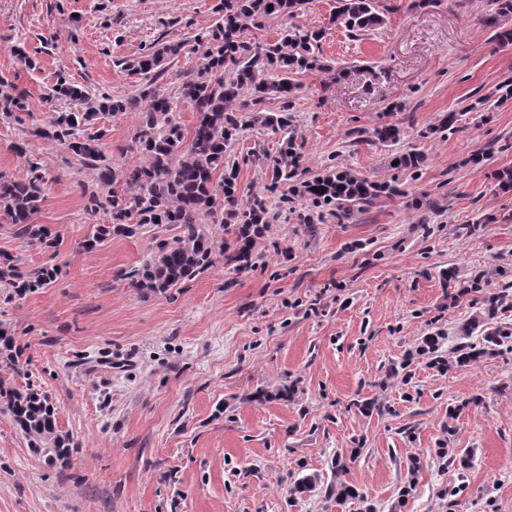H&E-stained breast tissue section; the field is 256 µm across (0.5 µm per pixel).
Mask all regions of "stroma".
Here are the masks:
<instances>
[{"mask_svg": "<svg viewBox=\"0 0 512 512\" xmlns=\"http://www.w3.org/2000/svg\"><path fill=\"white\" fill-rule=\"evenodd\" d=\"M382 0V29L329 26L336 0H311L300 24L325 29L326 70L296 74L292 102L307 165L398 185L364 211L305 224L288 210L257 239L244 270L223 254L166 293L132 288L155 235L84 249L111 221L90 210L97 170L34 136L71 101L58 80L121 100L99 115L103 163L138 160L133 136L145 81L122 71L155 43L211 27L216 0H0V79L24 100L0 119V175L23 179L25 155L46 174L32 221L57 248L28 244L0 219V257L28 272L59 265L52 284L15 295L0 283V330L27 361H0V385L48 395L68 460L48 464L0 412V512H512V307L477 322L481 297L451 302L454 279L486 270L512 283V45L490 39L492 0ZM34 54L27 68L15 46ZM456 113L448 139L424 138ZM393 122L397 146L359 141ZM416 146L419 171L396 170ZM494 148L484 166L470 154ZM481 352L440 374L405 365L418 339ZM448 440V458L434 450ZM356 490L343 500L341 489Z\"/></svg>", "mask_w": 512, "mask_h": 512, "instance_id": "1", "label": "stroma"}]
</instances>
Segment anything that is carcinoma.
Returning <instances> with one entry per match:
<instances>
[{
    "label": "carcinoma",
    "instance_id": "obj_1",
    "mask_svg": "<svg viewBox=\"0 0 512 512\" xmlns=\"http://www.w3.org/2000/svg\"><path fill=\"white\" fill-rule=\"evenodd\" d=\"M307 4L308 0H219L216 22L193 41L164 42L127 63V70L152 84L169 61L187 54H199L204 60L192 78L181 84L177 97L152 89L134 134L142 162L100 172L99 182L107 195L89 197L94 211L106 203L112 207V223L99 225L84 241L85 249L110 235L130 238L161 228L177 230L172 240L157 242L142 265L127 274L131 287L165 293L208 268L217 251L237 270L252 266L256 238L297 199L306 203V213L299 219L312 224L325 211L344 218L354 208L371 205L384 195L402 194L396 185L371 182L350 169L329 166L313 173L306 165L291 112L300 90L294 75L327 69L320 57L325 31L295 22ZM273 18L284 22L280 38L265 42L247 38V33L262 29ZM329 23L354 34L374 30L384 23L381 0H336ZM11 89L0 82V114L5 117L22 110L21 99ZM54 93L82 102L85 109L59 112L50 118L48 127L36 129L33 135L51 137L81 163L97 167L103 133H89V123L100 112L123 113L125 104L105 96L94 98L63 79ZM271 95L281 99V109L261 111ZM182 104L197 111L190 133L176 118ZM455 123L456 113L450 112L421 137L445 139L455 132ZM247 130L278 136V150L236 157L234 151ZM403 136L402 127L395 123L381 124L372 132V140L387 145L399 143ZM241 161L265 167L268 184L263 191L241 194ZM423 161L424 154L416 149L394 158L398 168L417 169ZM26 163L27 176L21 180L0 175V215L18 226L26 242L56 248L58 238L51 237L44 225L31 223L47 180L33 157H26ZM115 182L125 186V196L112 190ZM208 222L227 225L231 240L216 241L206 227ZM58 274L55 264L24 274L9 259L0 266V282L21 294L51 284ZM0 356L16 371L24 369L12 337L5 332L0 334ZM2 405L33 447L43 449L49 458L60 456L68 440L57 433L47 395L34 388L0 389Z\"/></svg>",
    "mask_w": 512,
    "mask_h": 512
}]
</instances>
